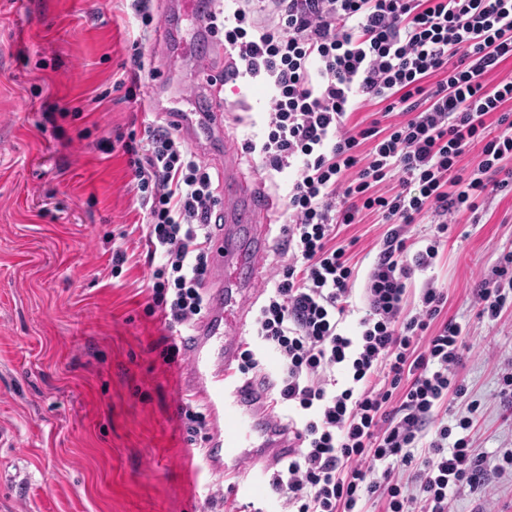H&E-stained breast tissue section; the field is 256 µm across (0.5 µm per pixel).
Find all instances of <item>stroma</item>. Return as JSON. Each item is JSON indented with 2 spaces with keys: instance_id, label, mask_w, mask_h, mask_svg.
<instances>
[{
  "instance_id": "1",
  "label": "stroma",
  "mask_w": 512,
  "mask_h": 512,
  "mask_svg": "<svg viewBox=\"0 0 512 512\" xmlns=\"http://www.w3.org/2000/svg\"><path fill=\"white\" fill-rule=\"evenodd\" d=\"M141 23L124 0H0V512H210L202 489L214 476L196 466L204 442L180 417L177 388L189 364L171 354L160 314L149 307L152 269L134 225L146 222L121 152L102 140L145 137L163 121L117 83ZM188 24L141 47L142 95L200 106L199 92L224 61L209 41L207 69L194 51L168 52ZM237 102L227 126L240 173L264 181L279 202L289 173L268 175L259 153L270 92L243 78L224 87ZM364 213L342 228L358 237L354 294L362 296L372 249L387 231ZM127 250L120 273L112 250ZM512 251V190L480 217L458 214L434 265L408 282L416 305L427 280L448 289L443 318L464 328L454 411L478 402L474 446L488 468L512 450V413L501 406L512 371V308L477 316L473 289Z\"/></svg>"
}]
</instances>
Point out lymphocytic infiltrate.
Segmentation results:
<instances>
[{
  "label": "lymphocytic infiltrate",
  "instance_id": "obj_1",
  "mask_svg": "<svg viewBox=\"0 0 512 512\" xmlns=\"http://www.w3.org/2000/svg\"><path fill=\"white\" fill-rule=\"evenodd\" d=\"M216 6L208 33L224 35L229 80L263 78L272 91L259 152L266 169L294 173L280 228L288 260L254 316L252 339L278 362V419L298 443L269 470L280 512H451L476 494L487 512L484 455L472 416H453L466 392L459 322L441 320L446 288L428 283L409 306L407 282L430 268L448 222L477 213L512 187V78L488 75L512 59V0H234ZM391 101L404 115L386 135L354 134L348 113ZM500 126L491 135V126ZM371 141L361 154V141ZM473 166L462 160L472 147ZM145 208L151 299L168 329L208 307L206 244L218 215L209 164L174 125L122 141ZM390 194L376 193L382 181ZM438 221L414 249L405 228ZM366 212L388 229L366 275V312L342 325L353 297L356 238L339 229ZM478 316L498 320L512 301V252L474 289ZM344 382H337V373Z\"/></svg>",
  "mask_w": 512,
  "mask_h": 512
}]
</instances>
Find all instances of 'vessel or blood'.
<instances>
[{
  "instance_id": "obj_1",
  "label": "vessel or blood",
  "mask_w": 512,
  "mask_h": 512,
  "mask_svg": "<svg viewBox=\"0 0 512 512\" xmlns=\"http://www.w3.org/2000/svg\"><path fill=\"white\" fill-rule=\"evenodd\" d=\"M222 91L219 85L211 88L207 103L213 111L209 117L171 107L165 114L190 139L203 122L210 130H222L233 108L231 102L224 100ZM234 151L232 143H225L224 226L207 244L209 306L188 341L190 365L178 394L204 405L208 426L202 461L228 489L235 491L243 461H270L291 448L292 443L287 430L275 419L272 386L247 393L238 369V339L247 333L251 308L237 301L224 282L229 275L248 285L259 279L278 203L260 179L245 180L236 175L231 161Z\"/></svg>"
}]
</instances>
